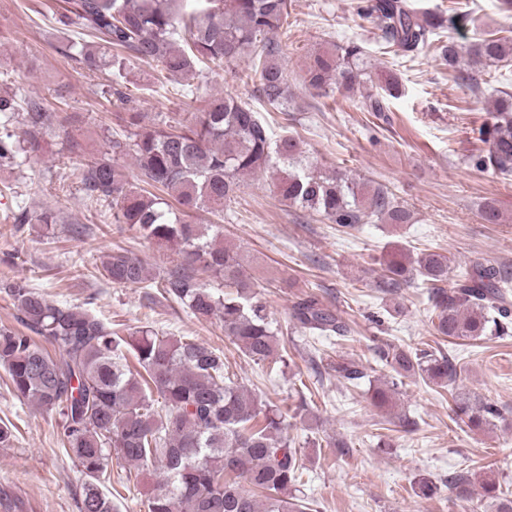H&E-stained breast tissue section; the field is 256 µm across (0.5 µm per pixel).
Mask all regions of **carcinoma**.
Instances as JSON below:
<instances>
[{
	"mask_svg": "<svg viewBox=\"0 0 512 512\" xmlns=\"http://www.w3.org/2000/svg\"><path fill=\"white\" fill-rule=\"evenodd\" d=\"M363 12L381 31L382 49L398 56L431 54L456 71L464 54L495 63L509 53L508 38L496 32L467 48L435 39L442 23L434 14L419 16L409 0H367ZM289 17V0H67L57 25L66 57L89 73L110 69L118 79L128 58L153 64L159 77L176 81L195 75L201 64L233 70L248 53L260 98L286 109L288 80L279 55ZM448 22L461 31L475 19L456 0ZM371 78L368 53L355 41L310 56L304 70L305 85L323 97ZM378 89L366 97L369 112L385 111L388 98L399 96V80L390 74ZM488 115L475 129L487 145L475 165L512 176V93L501 92ZM122 120L128 134L109 140V156L82 164L72 176L89 200L112 206L115 223L175 253L180 263L156 276L143 258L119 248L101 261L104 276L123 287L154 280L162 296L197 319L220 316L224 336L255 362L275 357L279 348V329L269 320L260 284L239 252L223 244L222 225L196 224L188 213L221 215L246 177L268 173L281 203L342 232L359 224L411 223L409 210L383 186L369 193L366 183L346 173L321 172L306 161L298 137L273 139L266 117L231 95L210 96L198 112H172L150 123L142 112H126ZM72 123L39 97L20 100L15 92H0V167L18 166L39 151L51 129L79 152ZM123 156L133 159L136 173L119 163ZM11 219L18 231L57 223L56 215L25 207ZM449 264L438 252L394 256L382 263L381 284L395 291L421 280L436 336L481 341L511 335L512 290L502 271L474 261L447 288ZM206 276L224 280V297L206 287ZM0 287L24 328H0V367L18 398L57 415L59 441L86 477L80 512H112L99 485L112 453L137 467L161 464L164 479L148 498V512L309 510L300 489L302 458L284 433L285 413L225 374L223 353L145 327L121 336L90 310L49 300L22 279ZM292 318L305 335L344 340L351 333L313 293L294 303ZM377 353L396 376H418L450 392L456 418L469 429L506 421L505 409L457 391L461 366L455 357L391 343ZM328 368L349 382L366 377L360 365L342 357ZM393 389L372 387L373 403L390 406ZM475 486L497 500L498 512H512V496L488 476L466 469L448 476V487L464 501Z\"/></svg>",
	"mask_w": 512,
	"mask_h": 512,
	"instance_id": "1",
	"label": "carcinoma"
}]
</instances>
